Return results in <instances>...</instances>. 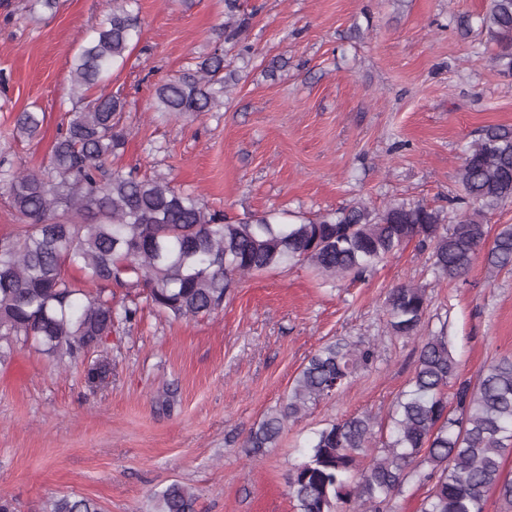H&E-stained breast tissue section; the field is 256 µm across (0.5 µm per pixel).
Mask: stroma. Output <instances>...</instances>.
I'll return each mask as SVG.
<instances>
[{
    "label": "stroma",
    "mask_w": 512,
    "mask_h": 512,
    "mask_svg": "<svg viewBox=\"0 0 512 512\" xmlns=\"http://www.w3.org/2000/svg\"><path fill=\"white\" fill-rule=\"evenodd\" d=\"M0 0V158L47 165L74 107L70 65L109 0ZM237 43L224 40V0H135L141 33L105 93L125 99L128 140L117 164L166 177L236 218L288 209L310 215L357 201L420 202L463 214L458 171L488 125L512 126V76L500 74L477 23L488 0H239ZM252 52L242 56L239 46ZM223 50L237 82L222 104L171 117L155 109L163 80ZM39 135H13L29 107ZM425 287V330L446 326L465 376L512 358V273L488 280L475 261L464 285L436 280L415 246L358 282L323 283L287 267L243 278L222 311L173 321L137 305L101 354L107 384L85 361L16 346L0 363V496L15 512H50L64 495L102 512H153L151 495L192 486L198 512H294L289 471L328 423L386 418L411 380L418 343L391 335L385 300ZM339 338L370 343L375 361L335 396L288 423L251 458L250 428L278 407L308 358Z\"/></svg>",
    "instance_id": "stroma-1"
}]
</instances>
